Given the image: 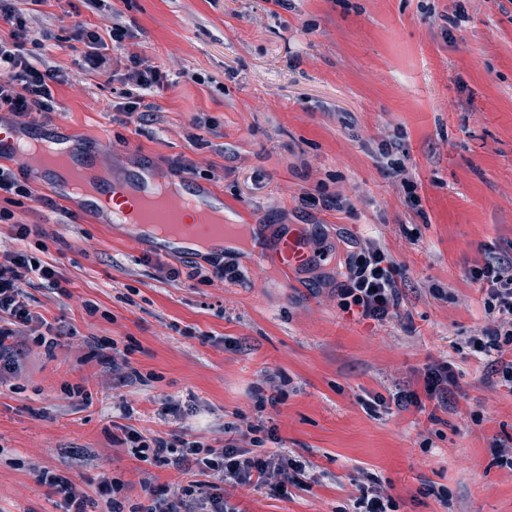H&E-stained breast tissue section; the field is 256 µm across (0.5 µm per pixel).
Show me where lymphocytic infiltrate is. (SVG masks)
Instances as JSON below:
<instances>
[{
	"label": "lymphocytic infiltrate",
	"mask_w": 512,
	"mask_h": 512,
	"mask_svg": "<svg viewBox=\"0 0 512 512\" xmlns=\"http://www.w3.org/2000/svg\"><path fill=\"white\" fill-rule=\"evenodd\" d=\"M2 23L10 27L9 40L25 37V16L11 0H0ZM127 36L126 29L119 24L104 34L94 29L81 31L86 49L79 66L86 75L94 77L114 75L116 66H123L122 78L134 91L126 101L117 104V111L148 112L152 106L146 98L163 84L164 76L156 68L143 66L137 55H128L122 64L108 53L109 44H123ZM9 40L0 39V111L24 116L36 109H50L53 87L63 82V71L40 70L18 49L9 48ZM2 221L11 222L12 238L19 246L0 254V375L14 373L20 367L16 349L19 328L34 331L35 342L47 352L60 347L58 337H46L44 329L48 322L32 310L24 285L35 277L58 289L66 281L58 267L21 249V242L27 241L33 232L31 225L14 221L12 212L6 209H0ZM473 277L486 284L483 305L491 324L469 337L467 345L473 352L493 355V373L502 386L512 390V355L504 352L506 346H512V256L488 258L482 267L474 269ZM403 288L400 265L378 244L369 242L347 256L336 300L342 312L382 325L399 316ZM390 399L400 410L412 408L421 412L429 405L447 408L456 399L451 366L443 362L427 367L421 388L396 389ZM130 417V410L122 409L119 422L113 423V446L127 449L144 462L165 463L178 469L194 466L197 477L161 493H148L144 503L129 508L124 507L121 499L124 482L112 478L101 487L112 502V512H239L232 501L234 489H279L299 483L305 473L303 462L264 451L265 440L252 424L242 430L240 437L248 440V447L239 446V439L233 438L216 447L202 440H167L147 435L130 424Z\"/></svg>",
	"instance_id": "1"
}]
</instances>
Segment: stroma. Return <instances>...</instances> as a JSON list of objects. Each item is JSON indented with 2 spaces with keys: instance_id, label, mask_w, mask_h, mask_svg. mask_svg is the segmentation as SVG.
<instances>
[{
  "instance_id": "35a3bbf8",
  "label": "stroma",
  "mask_w": 512,
  "mask_h": 512,
  "mask_svg": "<svg viewBox=\"0 0 512 512\" xmlns=\"http://www.w3.org/2000/svg\"><path fill=\"white\" fill-rule=\"evenodd\" d=\"M459 11L467 22L449 28ZM25 17L46 45L35 65L67 77L51 110L20 126L62 123L102 142L117 182L141 162L211 183L236 223L307 235L308 257L262 279L241 249L226 255L240 276L214 280L201 254L164 255L130 228L18 198L16 220L35 229L27 251L68 285L27 288L63 346L27 342L20 371L0 381V512H57L45 470L84 490L92 512L107 510L108 478L124 481L128 506L144 500V477L183 481L113 447L122 405L169 440L211 442L260 420L312 463L307 490L236 488L240 512H352L367 474L396 512H512V469L494 449L512 443V391L465 346L487 324L472 269L512 255V0H45ZM115 23L132 32L125 53L173 79L150 95L153 111H113L128 85L85 77L62 44L77 26ZM391 137L419 205L383 167ZM365 239L405 272L401 316L384 325L337 306L348 245ZM116 349L136 377L113 371ZM443 360L461 392L453 408L383 405ZM270 376L282 401L260 412L254 390ZM168 403L184 417L164 414Z\"/></svg>"
}]
</instances>
